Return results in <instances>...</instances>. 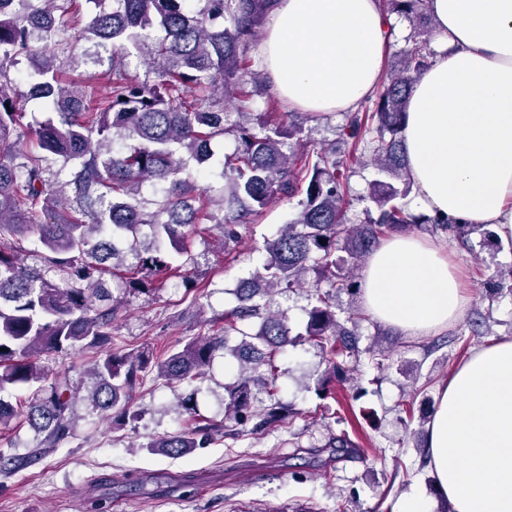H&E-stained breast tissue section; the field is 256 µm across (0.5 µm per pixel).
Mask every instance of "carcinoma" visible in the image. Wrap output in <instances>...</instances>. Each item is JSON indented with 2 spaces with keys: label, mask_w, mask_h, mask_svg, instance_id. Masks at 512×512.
<instances>
[{
  "label": "carcinoma",
  "mask_w": 512,
  "mask_h": 512,
  "mask_svg": "<svg viewBox=\"0 0 512 512\" xmlns=\"http://www.w3.org/2000/svg\"><path fill=\"white\" fill-rule=\"evenodd\" d=\"M18 1L26 2L0 0V427L16 419L28 423L39 449L74 435L80 401L111 422H128L137 417L133 393L148 374L188 384L203 379L225 349V336L253 319L259 329L238 348L241 369L227 390L225 419L198 418L189 432L153 438L149 447L172 455L207 448L230 422L262 434L286 419L276 404L255 408L254 388L273 386L274 359L290 342L288 318L267 301L274 291L299 287L311 273L330 283L308 312L304 336L326 358L328 374L342 380L347 359L355 356L356 332L337 320V297L354 281L336 267V252L358 263L388 232L416 224L457 235L471 228L416 213L407 201L412 184L402 128L413 85L433 58L427 0H379L382 13L405 15L417 25L402 70L382 79L372 110L353 113L343 128L351 159L369 151L385 175L371 184L375 215L360 224L346 222L348 160L323 149L298 155L290 140L301 127L273 125L268 113L246 111L261 93L267 107L284 108L246 55L273 0H203L199 9L195 0H112L109 6L97 0L85 35L112 54L113 78L110 95L92 109L82 89L60 76L71 28L66 0H38L22 12L15 9ZM155 30L163 36L145 61L155 77L122 69L128 50L148 44ZM22 56L33 60L29 98L50 109L34 124L24 123L22 97L9 77ZM234 115L236 149L217 159L210 144ZM29 136L41 154L23 148ZM51 158L60 162L52 180ZM202 175L224 181L220 199L197 185ZM146 181L150 199L142 195ZM299 195L298 216L266 242L262 268L237 285L224 335L196 336L162 361L145 350L112 351V325L124 305L106 276L119 279L132 296H149L177 277L197 300L203 285L193 273L196 225L213 222L229 253L239 225L259 222L273 200ZM144 227L150 234L141 240ZM88 349L90 388L74 383L67 370L50 373L38 363L41 355ZM35 459L0 453V472Z\"/></svg>",
  "instance_id": "carcinoma-1"
}]
</instances>
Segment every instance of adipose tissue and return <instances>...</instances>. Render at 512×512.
Segmentation results:
<instances>
[{"instance_id": "ef3b65f1", "label": "adipose tissue", "mask_w": 512, "mask_h": 512, "mask_svg": "<svg viewBox=\"0 0 512 512\" xmlns=\"http://www.w3.org/2000/svg\"><path fill=\"white\" fill-rule=\"evenodd\" d=\"M441 44L402 130L416 202L512 238V0H429ZM255 52L289 107L356 111L382 70L378 0H277ZM461 267L416 235L381 241L363 271L372 317L417 335L460 318ZM428 466L454 512H512V340L476 350L439 390Z\"/></svg>"}]
</instances>
